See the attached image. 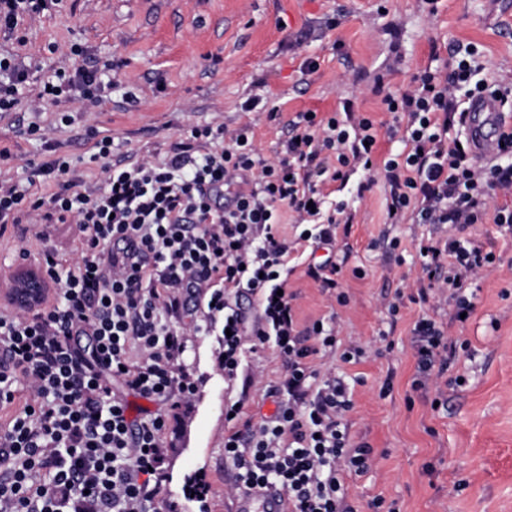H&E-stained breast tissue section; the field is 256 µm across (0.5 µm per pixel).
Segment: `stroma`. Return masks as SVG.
<instances>
[{
    "instance_id": "35a3bbf8",
    "label": "stroma",
    "mask_w": 512,
    "mask_h": 512,
    "mask_svg": "<svg viewBox=\"0 0 512 512\" xmlns=\"http://www.w3.org/2000/svg\"><path fill=\"white\" fill-rule=\"evenodd\" d=\"M458 42L477 45L489 74L512 80V0H438L433 10L424 0H58L44 15L22 20L17 38L0 32V52L31 66L21 105L0 117V150L8 152L0 158V180L25 181L30 162L46 159L42 140L27 133L33 124L49 130L58 155L89 184L104 181L89 157L105 136L118 154L160 161L191 127L221 123L231 131L248 124L261 154L271 158L286 135L282 123L240 109L257 79L266 80L269 102L285 119L333 111L353 96L357 108L385 122L377 83L407 88L431 52L447 59ZM74 47L83 55L71 56ZM310 57L320 63L313 72L304 68ZM75 63L111 64L112 86L98 103L39 100L41 83ZM65 114L71 124L61 123ZM363 182L353 174L335 192L355 211L348 234L336 242L345 257L348 305L328 300L303 269L290 278L302 319L335 317L336 348L324 360L353 391L346 417L351 439L375 450L367 473L347 476L348 503L356 512H370L377 498L397 512H512V237L493 224L471 228L496 262L478 282L467 323H449L447 306L430 309L447 324L449 339L469 343L448 369L464 385L440 394L430 385L413 390L411 329L421 310L407 303L393 316L388 304L419 275L416 237L454 230L386 223L383 184L366 190ZM357 268L364 277L354 276ZM353 342L365 346V358L341 362V349ZM217 356L216 337H193L183 368L195 395L169 419L161 489L184 492L192 476L205 474L208 512H226L232 501L224 472L225 403L242 395L246 415H270L274 405L264 392L281 372L268 349L255 358L250 385H230ZM437 397L443 404L436 408Z\"/></svg>"
}]
</instances>
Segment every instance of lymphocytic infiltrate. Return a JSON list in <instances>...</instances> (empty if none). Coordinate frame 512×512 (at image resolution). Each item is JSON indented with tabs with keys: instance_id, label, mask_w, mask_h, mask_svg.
Segmentation results:
<instances>
[{
	"instance_id": "lymphocytic-infiltrate-1",
	"label": "lymphocytic infiltrate",
	"mask_w": 512,
	"mask_h": 512,
	"mask_svg": "<svg viewBox=\"0 0 512 512\" xmlns=\"http://www.w3.org/2000/svg\"><path fill=\"white\" fill-rule=\"evenodd\" d=\"M451 65L424 67L405 90H386V131L400 149L376 158L374 118L352 102L321 116L296 113L276 159L258 151L250 127L194 126L163 162L113 156L111 137L94 144L103 184L71 177L59 156L32 164L26 184L0 180V223L24 227L21 253L41 247L50 298L34 311L0 309V512H168L159 496L168 454L169 410L189 402L194 384L180 363L195 336L218 335V366L236 381L260 350L277 353L282 373L269 395L275 411L224 435L231 490L273 485L291 512H354L346 475L374 463L368 443H351L352 407L333 367L319 363L336 346L334 322H300L289 289L293 245H334L352 224L349 202L325 186L362 173L389 188L387 221L450 224L445 244L420 240L430 297L452 305L453 320L472 311L466 290L493 252L466 239L488 222L512 230V209L491 208L512 195V125H503L500 160L473 155L465 105L489 92L512 109V83L484 78L470 44ZM29 79L15 55H0V112L13 111ZM104 74L61 69L39 98L79 95L97 103ZM61 179L49 197L31 193L37 178ZM292 222L295 239L283 225ZM54 224L73 225L77 258L63 260L45 243ZM251 295L255 311L238 299ZM193 318H186V310ZM415 387L448 372L455 343L422 314L412 329ZM146 400L134 409L132 398Z\"/></svg>"
}]
</instances>
